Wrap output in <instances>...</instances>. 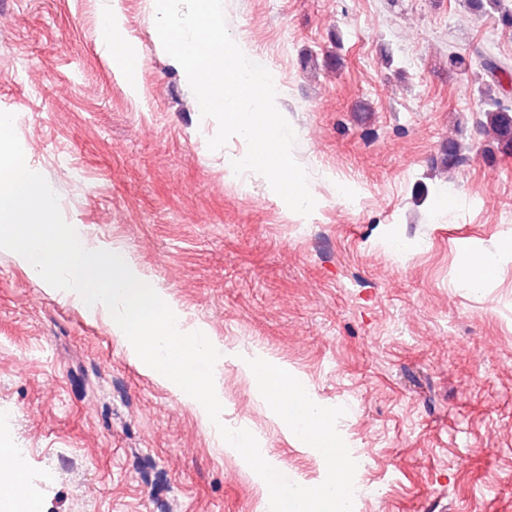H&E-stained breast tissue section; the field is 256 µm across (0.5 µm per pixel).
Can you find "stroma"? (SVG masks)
<instances>
[{
	"instance_id": "stroma-1",
	"label": "stroma",
	"mask_w": 512,
	"mask_h": 512,
	"mask_svg": "<svg viewBox=\"0 0 512 512\" xmlns=\"http://www.w3.org/2000/svg\"><path fill=\"white\" fill-rule=\"evenodd\" d=\"M119 23L105 32L103 16ZM270 69L316 200L300 216L210 151L151 0H0V111L63 218L120 245L224 358L221 422L284 477L325 472L241 360L302 379L365 451L355 512H512V157L487 164L481 51L512 33L463 0H224ZM124 48L110 54L107 38ZM471 60L449 70L448 54ZM340 54L341 68L326 61ZM472 147L444 172L449 137ZM359 197L349 206L339 183ZM499 259L480 288L466 253ZM40 512H269L265 486L102 316L0 249V443Z\"/></svg>"
}]
</instances>
